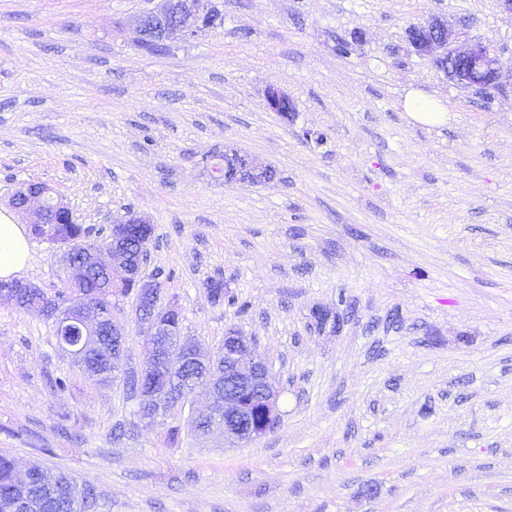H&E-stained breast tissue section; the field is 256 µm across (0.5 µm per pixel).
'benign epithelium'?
<instances>
[{
	"label": "benign epithelium",
	"mask_w": 512,
	"mask_h": 512,
	"mask_svg": "<svg viewBox=\"0 0 512 512\" xmlns=\"http://www.w3.org/2000/svg\"><path fill=\"white\" fill-rule=\"evenodd\" d=\"M161 7L139 15L131 28L135 44L146 49H161L170 44L187 41L198 35L211 19L215 5L212 0H161ZM407 40L415 54L426 57L438 69L453 76L462 88L482 92L500 86L502 73L496 52L490 45L481 42L456 44L454 33L440 16H432L425 22L413 24L407 30ZM269 108L285 118L292 116L293 103L286 93L270 87L266 91ZM210 176L215 180L264 185L275 179L276 171L261 165L249 156L236 150L224 153V167L214 168ZM12 205L21 210H32L33 223L45 224L54 214L71 216L68 206L56 195L55 190L40 181L28 180L19 184L13 194ZM148 219L132 210L126 211L123 219L112 222V246L105 250H90L82 258V264L69 262L70 249L63 251L61 261L71 276L77 278L86 270L106 274L113 286H131L140 297L149 300L160 293V284L146 277L142 268L128 260L124 248L128 237L138 224ZM38 285L19 283L13 288L0 290V301L14 304L23 291L37 292ZM180 320L179 311L169 306L159 312L153 310L142 316L140 322L146 326L148 358L146 371L137 377L142 397L141 408L149 409L163 397L169 383L176 380V372L187 362L203 363L211 357L195 345L182 341L173 347L165 337L173 335L172 321ZM340 315L328 308L314 310L312 328L318 333L340 331ZM59 341L68 347L71 355L80 359L90 342L107 333L103 320L89 313L81 305H73L65 314L59 315ZM206 389L215 402L204 415L214 416L209 434H220L233 444L254 441L273 429L280 420L279 389L270 381V367L259 352L256 343L246 340L239 332L230 328L224 335V389L211 385ZM251 392L259 397L265 423L258 426L240 400V393Z\"/></svg>",
	"instance_id": "obj_1"
}]
</instances>
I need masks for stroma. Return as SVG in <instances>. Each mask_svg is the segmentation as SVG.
Instances as JSON below:
<instances>
[{"label":"stroma","instance_id":"1","mask_svg":"<svg viewBox=\"0 0 512 512\" xmlns=\"http://www.w3.org/2000/svg\"><path fill=\"white\" fill-rule=\"evenodd\" d=\"M215 4L223 26L149 54L128 29L155 0H0V212L28 223L9 200L31 179L91 243L102 214L143 213L160 306L208 351L231 327L255 340L280 421L238 447L199 438L202 389L142 419L123 382L147 356L131 300L112 309L111 386L52 320L0 303V455L88 482L98 512H512V16L497 0ZM433 14L496 50L499 87L461 88L412 51ZM412 93L446 120L412 118ZM228 148L275 180H212ZM29 245L21 281L54 291L58 245ZM209 278L247 311L212 304ZM319 306L339 333L311 331Z\"/></svg>","mask_w":512,"mask_h":512}]
</instances>
